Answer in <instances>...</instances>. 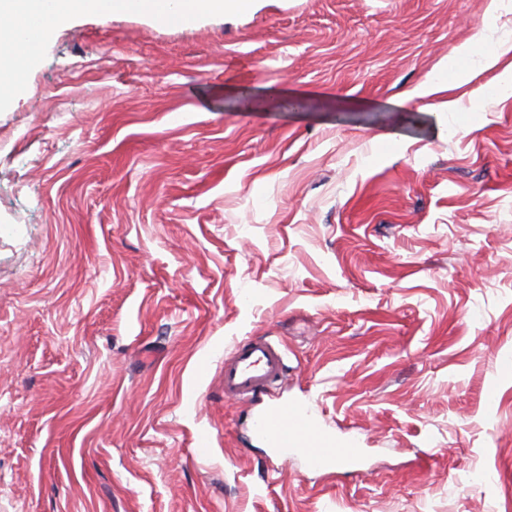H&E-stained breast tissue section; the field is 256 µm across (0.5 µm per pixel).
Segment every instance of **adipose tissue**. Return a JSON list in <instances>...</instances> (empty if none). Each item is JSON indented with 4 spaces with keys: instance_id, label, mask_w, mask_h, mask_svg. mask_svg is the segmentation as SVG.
<instances>
[{
    "instance_id": "obj_1",
    "label": "adipose tissue",
    "mask_w": 512,
    "mask_h": 512,
    "mask_svg": "<svg viewBox=\"0 0 512 512\" xmlns=\"http://www.w3.org/2000/svg\"><path fill=\"white\" fill-rule=\"evenodd\" d=\"M255 5L256 0H0V39L15 46L11 56L0 58V101L21 94L17 72L33 48L70 17L109 9L144 14L160 24H186L203 14H241Z\"/></svg>"
}]
</instances>
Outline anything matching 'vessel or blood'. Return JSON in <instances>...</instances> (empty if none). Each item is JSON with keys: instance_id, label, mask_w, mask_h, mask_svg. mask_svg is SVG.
Segmentation results:
<instances>
[{"instance_id": "obj_1", "label": "vessel or blood", "mask_w": 512, "mask_h": 512, "mask_svg": "<svg viewBox=\"0 0 512 512\" xmlns=\"http://www.w3.org/2000/svg\"><path fill=\"white\" fill-rule=\"evenodd\" d=\"M286 370L283 351L268 337H248L237 343L224 364V396L236 401L268 397V404L254 421L255 432L272 447L302 455L310 469L354 466L358 457L354 440L319 429L305 407L291 408L272 400Z\"/></svg>"}]
</instances>
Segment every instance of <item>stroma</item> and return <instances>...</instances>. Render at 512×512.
I'll list each match as a JSON object with an SVG mask.
<instances>
[{"label": "stroma", "instance_id": "obj_1", "mask_svg": "<svg viewBox=\"0 0 512 512\" xmlns=\"http://www.w3.org/2000/svg\"><path fill=\"white\" fill-rule=\"evenodd\" d=\"M511 73L512 0L59 27L0 105V512H512ZM249 336L357 472L225 400ZM468 50L457 51L455 50L450 56L448 61L435 69L433 73L428 77L424 86L418 92V96L424 97L431 95L442 88H448L452 84L449 79V74L459 70V58L467 59Z\"/></svg>", "mask_w": 512, "mask_h": 512}]
</instances>
